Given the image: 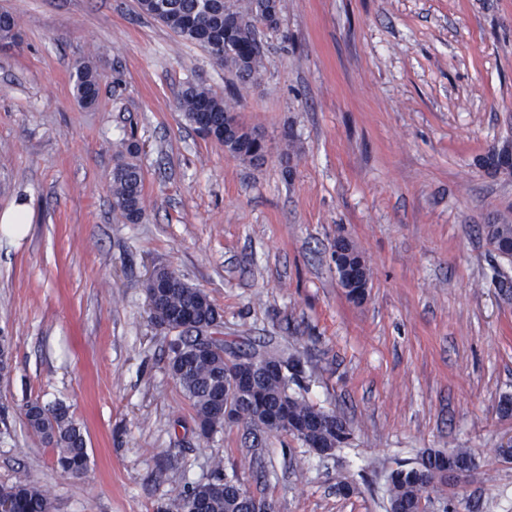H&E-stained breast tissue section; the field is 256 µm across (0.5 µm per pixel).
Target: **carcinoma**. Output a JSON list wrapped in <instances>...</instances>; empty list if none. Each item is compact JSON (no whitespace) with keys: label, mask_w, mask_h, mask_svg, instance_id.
I'll use <instances>...</instances> for the list:
<instances>
[{"label":"carcinoma","mask_w":512,"mask_h":512,"mask_svg":"<svg viewBox=\"0 0 512 512\" xmlns=\"http://www.w3.org/2000/svg\"><path fill=\"white\" fill-rule=\"evenodd\" d=\"M139 9L171 29L175 34L204 47L215 60L234 74L241 86L257 80L264 69L265 53L258 39L257 24L269 31L280 25V0H138ZM239 19L233 26L229 19ZM100 90L97 69L88 62L76 67L75 91L81 103L95 105ZM177 108L199 135L214 139L224 149L253 166L265 160L262 139L240 122L234 108L210 90L190 85L181 92ZM125 152L112 170V199L130 224L145 217L143 176L135 158L136 143H124ZM486 240L504 257H512V224L503 221L484 227ZM148 298L161 297L169 329L176 331L170 343L169 371L176 386L194 410L199 437L209 440L224 430V399L230 390L224 386L228 366L224 354L239 358L274 356L269 346L235 350L213 336L222 316L207 293L186 282L175 271L146 284ZM288 374L277 377L255 376V386L266 412L276 422L255 417L251 402L233 397L238 409V422L245 425L252 443H260L270 434H285L307 445L334 451L350 438L343 421L317 427L313 420L322 408L302 394L303 368L300 360L289 358ZM23 414L28 427L52 446L54 465L60 471L79 475L88 468L87 443L81 426L69 407L62 403L26 402ZM454 465L474 472L476 464L469 450L451 453L429 451L412 467L398 466L388 475V512H425L431 495L448 485L445 470ZM0 502L13 512H50V496L42 486L27 478L0 485ZM176 512H246V499L234 483L224 481L221 466L207 480L189 483L175 501Z\"/></svg>","instance_id":"cac0c4a2"}]
</instances>
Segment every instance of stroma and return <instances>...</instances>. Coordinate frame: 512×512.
Here are the masks:
<instances>
[{"label":"stroma","instance_id":"1","mask_svg":"<svg viewBox=\"0 0 512 512\" xmlns=\"http://www.w3.org/2000/svg\"><path fill=\"white\" fill-rule=\"evenodd\" d=\"M20 45L0 51V484L25 477L51 512H158L183 486L236 477L274 512H386V479L429 449H470L444 498L512 512V258L483 227L512 222V0H280L246 89L137 0H0ZM100 74L79 105L75 64ZM205 87L264 135L255 167L177 110ZM140 146L145 217L112 205L123 138ZM350 239L370 272L356 303L331 261ZM176 270L222 315L219 338L296 349L306 397L351 432L323 456L238 424L204 441L168 371L146 283ZM61 402L89 468L53 466L27 400Z\"/></svg>","mask_w":512,"mask_h":512}]
</instances>
